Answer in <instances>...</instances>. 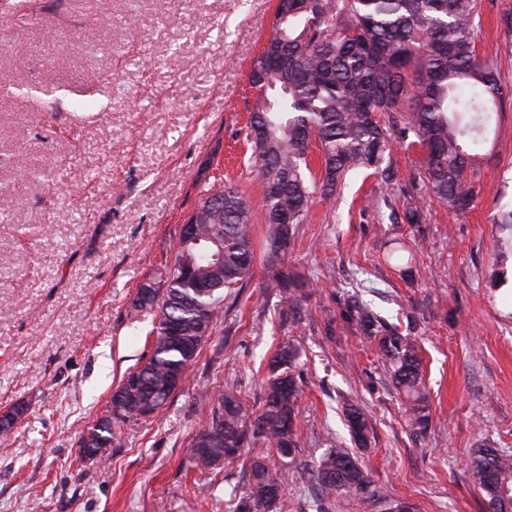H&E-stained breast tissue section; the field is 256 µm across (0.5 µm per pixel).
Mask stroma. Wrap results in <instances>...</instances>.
I'll list each match as a JSON object with an SVG mask.
<instances>
[{
    "instance_id": "35a3bbf8",
    "label": "stroma",
    "mask_w": 512,
    "mask_h": 512,
    "mask_svg": "<svg viewBox=\"0 0 512 512\" xmlns=\"http://www.w3.org/2000/svg\"><path fill=\"white\" fill-rule=\"evenodd\" d=\"M277 0H29L0 34V512H224L248 492L238 460L195 471L189 444L208 400L233 392L260 410L283 343L303 391L288 512H487L468 464L475 449L512 454V0H480L476 49L506 92L480 144L478 195L450 212L417 195L420 224L390 222L420 173L393 139L392 178L347 176L315 200L282 264L296 303L272 288L262 183L240 130L253 106V59ZM226 184L251 205L254 277L160 414L112 425L105 461L78 459L114 387L151 354L154 315L134 308L174 260L181 227ZM414 256L385 259L392 243ZM412 336L430 422L415 437L391 367L356 306ZM366 414L356 449L345 403ZM355 452L380 489L322 505L312 479L328 449Z\"/></svg>"
}]
</instances>
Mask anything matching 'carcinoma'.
Here are the masks:
<instances>
[{"mask_svg": "<svg viewBox=\"0 0 512 512\" xmlns=\"http://www.w3.org/2000/svg\"><path fill=\"white\" fill-rule=\"evenodd\" d=\"M304 2L279 0L272 33L249 75L261 89L243 127L250 161L263 184L276 187L262 200L273 266L315 199H332L351 173L382 170L391 143L383 114L399 113L403 141L425 151L421 187L452 211L468 209L477 195L471 150L486 139L505 98L496 69L476 53L479 0H319L310 10ZM263 123L269 135L258 141L252 130ZM313 140L323 156L320 180L307 163ZM199 214L196 239L178 240L163 286L139 289L136 306L158 318L151 357L123 377L110 398L112 411L91 427L98 448L112 447V421L147 418L166 405L221 322L226 295L254 277L251 209L241 191L223 186L205 198ZM356 313L392 365L411 428L424 431L429 412L417 345L385 328L369 308ZM295 356L290 344L277 351L258 414L230 393L210 408L207 426L190 443L200 474L221 457L237 458L249 442L285 467L295 460L300 391L289 373ZM345 416L357 421L360 431L350 433L365 446L367 417L352 404ZM469 469L487 512H512V455L481 448ZM312 477L323 500L351 493L369 502L379 495L369 473L342 450L325 453ZM287 482L288 472L274 473L266 456H256L248 496L226 504L225 512H287Z\"/></svg>", "mask_w": 512, "mask_h": 512, "instance_id": "obj_1", "label": "carcinoma"}]
</instances>
